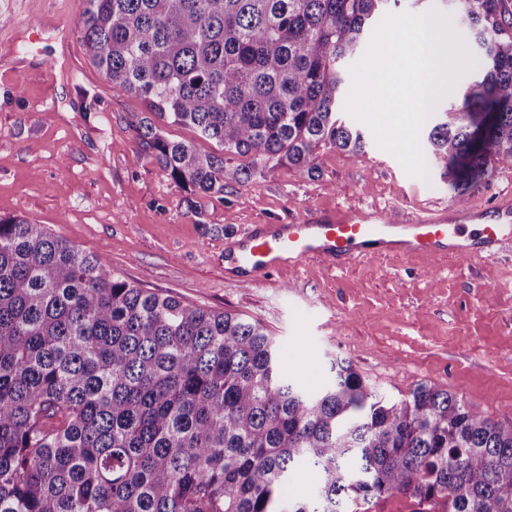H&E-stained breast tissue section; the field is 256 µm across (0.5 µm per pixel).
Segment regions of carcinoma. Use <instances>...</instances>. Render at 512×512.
Segmentation results:
<instances>
[{
	"instance_id": "carcinoma-1",
	"label": "carcinoma",
	"mask_w": 512,
	"mask_h": 512,
	"mask_svg": "<svg viewBox=\"0 0 512 512\" xmlns=\"http://www.w3.org/2000/svg\"><path fill=\"white\" fill-rule=\"evenodd\" d=\"M391 0H86L88 56L147 114L152 158L222 195L318 150H360L340 120L341 63ZM484 51L462 104L424 141L462 204L512 166V27L501 0H454ZM224 154L171 141L153 118ZM245 159L235 163V158ZM309 391L266 329L115 275L21 216L0 217V512H512V426L427 383L390 400L344 362ZM315 477L285 495L293 472ZM418 507L413 499L405 495H393L383 497L375 506H372L370 512H413Z\"/></svg>"
}]
</instances>
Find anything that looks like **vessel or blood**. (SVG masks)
Here are the masks:
<instances>
[{"mask_svg":"<svg viewBox=\"0 0 512 512\" xmlns=\"http://www.w3.org/2000/svg\"><path fill=\"white\" fill-rule=\"evenodd\" d=\"M507 242L511 197L454 210L439 205L415 217L363 208L314 210L286 224L255 225L226 248L224 264L235 282L258 285L311 259L335 269L383 251L474 261L496 256Z\"/></svg>","mask_w":512,"mask_h":512,"instance_id":"vessel-or-blood-1","label":"vessel or blood"}]
</instances>
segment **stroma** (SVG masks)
I'll return each instance as SVG.
<instances>
[{
	"label": "stroma",
	"instance_id": "1",
	"mask_svg": "<svg viewBox=\"0 0 512 512\" xmlns=\"http://www.w3.org/2000/svg\"><path fill=\"white\" fill-rule=\"evenodd\" d=\"M84 7L0 0V216L45 225L139 287L261 323L308 389L336 358L385 397L427 382L512 425L511 259L378 253L340 269L310 260L266 288L224 278V242L250 225L341 206L420 214L453 200L439 171L410 174L350 116L363 149H320L314 176L279 166L220 197L192 193L149 156L142 100L88 58Z\"/></svg>",
	"mask_w": 512,
	"mask_h": 512
}]
</instances>
